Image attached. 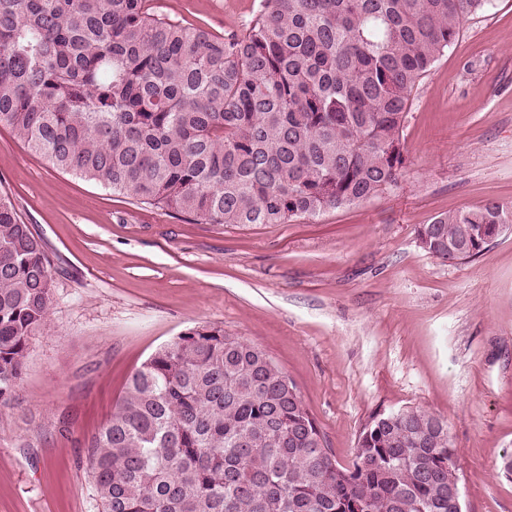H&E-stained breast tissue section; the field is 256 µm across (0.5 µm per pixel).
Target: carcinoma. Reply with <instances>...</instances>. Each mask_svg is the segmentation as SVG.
<instances>
[{
	"mask_svg": "<svg viewBox=\"0 0 512 512\" xmlns=\"http://www.w3.org/2000/svg\"><path fill=\"white\" fill-rule=\"evenodd\" d=\"M486 0H260L238 33L153 0H0V125L54 168L199 224H288L375 199L407 167L416 83ZM512 206L434 217L446 262L488 249ZM0 192V401L21 380L54 282ZM448 423L377 413L344 467L294 381L202 324L129 378L87 460L103 512H448Z\"/></svg>",
	"mask_w": 512,
	"mask_h": 512,
	"instance_id": "cac0c4a2",
	"label": "carcinoma"
}]
</instances>
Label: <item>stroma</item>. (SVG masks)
I'll return each instance as SVG.
<instances>
[{"instance_id": "obj_1", "label": "stroma", "mask_w": 512, "mask_h": 512, "mask_svg": "<svg viewBox=\"0 0 512 512\" xmlns=\"http://www.w3.org/2000/svg\"><path fill=\"white\" fill-rule=\"evenodd\" d=\"M259 0H154L182 24L242 29ZM409 165L371 201L289 224H198L59 171L0 126V191L52 260L54 298L0 402V512H101L87 443L129 377L189 328L217 324L295 382L336 461L369 417L442 416L463 512H512V233L448 264L432 217L512 205V0L466 18L414 89Z\"/></svg>"}]
</instances>
